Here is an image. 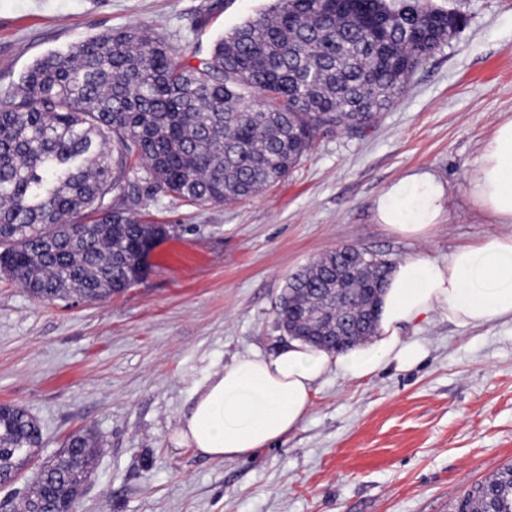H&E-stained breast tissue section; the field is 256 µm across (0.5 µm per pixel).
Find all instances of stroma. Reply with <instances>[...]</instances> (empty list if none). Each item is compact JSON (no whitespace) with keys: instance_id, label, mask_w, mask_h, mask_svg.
I'll return each instance as SVG.
<instances>
[{"instance_id":"stroma-1","label":"stroma","mask_w":512,"mask_h":512,"mask_svg":"<svg viewBox=\"0 0 512 512\" xmlns=\"http://www.w3.org/2000/svg\"><path fill=\"white\" fill-rule=\"evenodd\" d=\"M466 16L404 93L359 134L321 131L280 182L193 204L129 179L146 220L170 225L141 280L86 302H40L0 275V403L39 421L30 485L78 431L101 448L77 512H456L512 465V323L415 329L427 355L369 382L328 374L298 428L248 459L210 460L170 436L215 366L286 344L275 303L290 274L344 245L390 262L444 260L512 224L488 223L468 192L497 125L512 116V0H433ZM276 0H0V99L43 56L135 27L201 55ZM427 170L446 213L423 242L390 233L374 201Z\"/></svg>"}]
</instances>
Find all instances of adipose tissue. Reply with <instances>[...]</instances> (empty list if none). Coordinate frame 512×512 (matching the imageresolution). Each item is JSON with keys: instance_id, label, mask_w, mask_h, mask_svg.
I'll return each mask as SVG.
<instances>
[{"instance_id": "adipose-tissue-1", "label": "adipose tissue", "mask_w": 512, "mask_h": 512, "mask_svg": "<svg viewBox=\"0 0 512 512\" xmlns=\"http://www.w3.org/2000/svg\"><path fill=\"white\" fill-rule=\"evenodd\" d=\"M469 186L493 223L512 224V117L496 128ZM448 195L436 175L412 172L379 193L375 216L398 237L422 239L440 223ZM435 316L460 327L512 322V233L457 248L444 261L421 256L393 265L378 328L362 344L332 353L292 339L275 352L214 369L195 389L171 441L215 460L253 456L302 423L328 373L361 383L391 367L420 364L424 347L408 331Z\"/></svg>"}]
</instances>
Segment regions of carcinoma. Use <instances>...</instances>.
<instances>
[{
  "mask_svg": "<svg viewBox=\"0 0 512 512\" xmlns=\"http://www.w3.org/2000/svg\"><path fill=\"white\" fill-rule=\"evenodd\" d=\"M448 13L431 0H278L188 54L129 27L79 41L36 61L0 103V263L35 300L118 295L141 279L147 221L112 205L134 168L151 187L198 204L227 203L274 184L320 131L362 132L404 90L413 71L447 42ZM358 300L336 285V259L293 274L277 319L295 336L319 313L375 327L370 308L385 278L363 253ZM37 419L17 406L0 415V486L41 448ZM91 465L95 442L72 439ZM81 475H50L18 501L37 512L50 495L68 512ZM512 466L469 493L459 512H512Z\"/></svg>",
  "mask_w": 512,
  "mask_h": 512,
  "instance_id": "cac0c4a2",
  "label": "carcinoma"
}]
</instances>
